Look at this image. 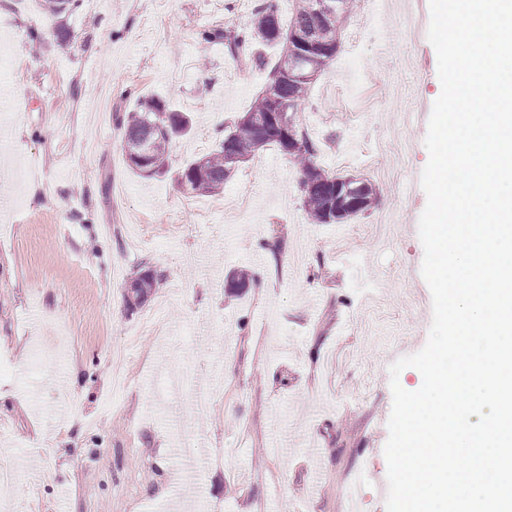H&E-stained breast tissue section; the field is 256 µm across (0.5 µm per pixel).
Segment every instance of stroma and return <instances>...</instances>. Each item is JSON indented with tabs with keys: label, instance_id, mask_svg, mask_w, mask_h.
<instances>
[{
	"label": "stroma",
	"instance_id": "stroma-1",
	"mask_svg": "<svg viewBox=\"0 0 512 512\" xmlns=\"http://www.w3.org/2000/svg\"><path fill=\"white\" fill-rule=\"evenodd\" d=\"M252 5L82 0L53 16L42 0H0V49L17 66L0 74V456L19 466L0 512H190L198 495L217 512H345L353 483L360 512H385L389 367L432 321L418 221L436 52L407 43L396 17L367 26L358 11L296 114L323 167L372 184L368 211L311 223L298 167L272 145L190 209L178 173L266 77L198 33L248 27ZM144 94L193 116L153 179L128 167L116 122ZM387 215L397 223L377 236ZM145 261L164 286L131 309ZM242 268L254 282L228 293ZM200 388L217 393L202 412Z\"/></svg>",
	"mask_w": 512,
	"mask_h": 512
}]
</instances>
